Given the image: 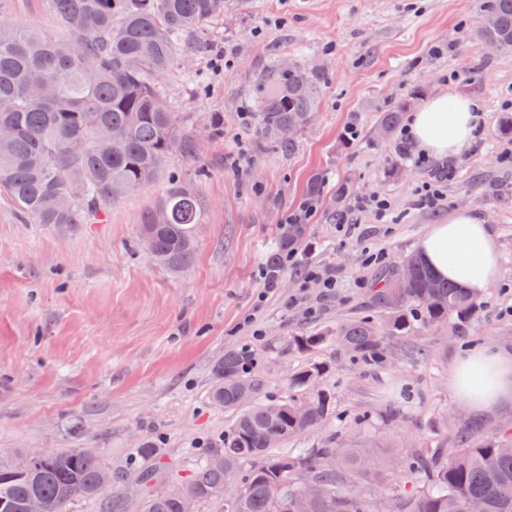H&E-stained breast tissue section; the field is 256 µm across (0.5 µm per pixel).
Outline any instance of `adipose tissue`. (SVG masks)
I'll return each instance as SVG.
<instances>
[{
	"label": "adipose tissue",
	"mask_w": 512,
	"mask_h": 512,
	"mask_svg": "<svg viewBox=\"0 0 512 512\" xmlns=\"http://www.w3.org/2000/svg\"><path fill=\"white\" fill-rule=\"evenodd\" d=\"M485 123L481 104L454 92H442L412 112L406 135L414 150L428 158L453 159L466 150ZM419 254L440 276L459 282L475 297L485 296L500 274L497 236L489 224L467 208L446 222L432 225L418 246ZM483 372L490 385L471 391L468 378ZM449 386L462 407L489 412L512 400V351L477 346L455 362Z\"/></svg>",
	"instance_id": "obj_1"
}]
</instances>
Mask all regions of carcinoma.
Wrapping results in <instances>:
<instances>
[{
  "instance_id": "1",
  "label": "carcinoma",
  "mask_w": 512,
  "mask_h": 512,
  "mask_svg": "<svg viewBox=\"0 0 512 512\" xmlns=\"http://www.w3.org/2000/svg\"><path fill=\"white\" fill-rule=\"evenodd\" d=\"M61 39L47 31L21 29L0 20V127L12 133L0 138V197L9 198L22 216L65 233L88 224L101 209L153 183L174 152L193 158L197 141L162 94L159 78L171 73L187 55L208 44L205 27L224 15V0H47ZM478 36L512 49V0H487ZM297 63L286 69L270 62L256 88L247 125L260 141L290 136L312 123L317 112L323 72L300 79ZM401 112L379 113L377 126L393 132ZM352 187H336V222L345 219ZM202 208L200 195L171 176L159 204L141 217L140 237L153 242L151 258L177 272L193 259ZM307 236L305 224H281L275 249L266 257L268 282L278 280L284 259ZM409 279L398 286L397 270L375 290V306L389 315L384 325L363 317L345 325L338 344L354 359L379 366L388 359L386 339L406 336L415 324L435 326L456 316L467 320L480 304L454 282L439 278L413 254ZM321 333L288 339V348L310 352L325 343ZM261 358L248 347L229 349L212 367V402L236 413L224 430L222 446L207 452L182 497H157L150 483L159 480L150 465L153 447L133 449L125 466L112 469V487L124 491L135 480L146 489L144 512H183L182 498L200 508L219 505V512H294L303 487L313 481L320 494L305 500L304 512H370L371 493L353 492L330 467L334 448H287L298 434L323 424L332 413L333 394L323 386L326 364H313L292 382L311 390L309 400L261 402L256 375ZM460 448H418L399 459L397 477L403 493L398 512H465L471 500L484 512H512V431L501 428L481 436L471 426L460 434ZM223 456L217 465L211 456ZM342 459L362 473L373 459L350 448ZM237 470L240 495L224 500V471ZM105 471L96 454L70 448L53 451L23 474L0 461V512H26L28 500L42 499L45 512H68L78 500L101 495Z\"/></svg>"
}]
</instances>
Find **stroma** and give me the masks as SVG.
<instances>
[{
  "label": "stroma",
  "instance_id": "35a3bbf8",
  "mask_svg": "<svg viewBox=\"0 0 512 512\" xmlns=\"http://www.w3.org/2000/svg\"><path fill=\"white\" fill-rule=\"evenodd\" d=\"M484 0H224V17L161 81L173 111L199 142L189 161L173 154L169 173L203 201L190 265L174 273L138 242L142 214L166 180L109 205L101 222L61 236L22 218L0 198V458L85 448L105 467L125 464L144 441L186 482L200 456L218 447L233 415L210 400L212 365L225 350L265 356L263 401L302 400L292 375L314 362L330 367L327 422L297 437V448L371 447L378 463L432 444L458 446L463 425L448 388L458 355L475 345L512 349V50L476 38ZM55 31L46 0H0V18ZM225 48L221 75L210 68ZM322 70L327 81L314 123L287 151L257 142L241 114L254 108L255 81L270 60ZM478 99L486 122L468 152L442 177L417 168L399 138H380L379 112H412L441 89ZM324 180L304 245L277 286L263 275L277 229L302 200L311 176ZM351 181L355 202L336 223L335 191ZM441 197L421 201L423 182ZM385 209H377L375 200ZM468 208L492 224L501 278L466 322L388 337V365L346 356L336 333L349 321L386 313L371 305L381 266L418 250L431 225ZM384 263V264H385ZM332 276L333 289L305 281ZM323 333L319 349L298 353L289 336Z\"/></svg>",
  "mask_w": 512,
  "mask_h": 512
}]
</instances>
